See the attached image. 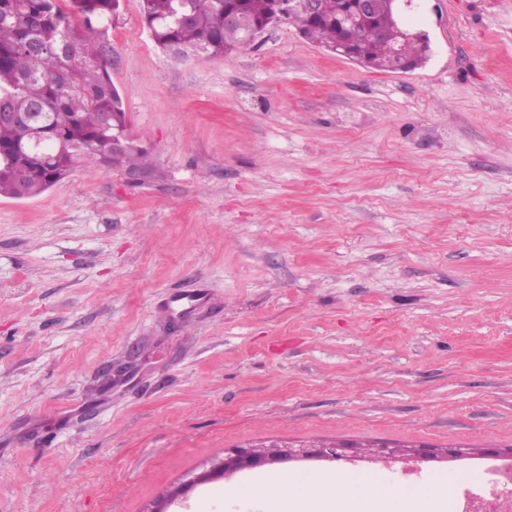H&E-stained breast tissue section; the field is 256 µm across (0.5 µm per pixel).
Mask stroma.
<instances>
[{"label": "stroma", "mask_w": 512, "mask_h": 512, "mask_svg": "<svg viewBox=\"0 0 512 512\" xmlns=\"http://www.w3.org/2000/svg\"><path fill=\"white\" fill-rule=\"evenodd\" d=\"M121 8L103 54L147 164L0 197V512H147L181 485L169 512H271L256 484L343 470L390 499L478 481L512 448V0H424L407 73L291 20L178 61ZM321 441L347 459L191 483ZM255 448L259 449L249 451L240 450L231 456H225L224 460H222L218 465L193 480L191 482L192 485L225 477L231 473H235L249 467L275 464L290 461L299 457H314L329 461H338L342 460L343 457H346L341 451V448L346 447L336 443L311 445L308 448H315L311 450H294L292 446L286 444L281 445L279 443H271L268 444V446H256Z\"/></svg>", "instance_id": "stroma-1"}]
</instances>
